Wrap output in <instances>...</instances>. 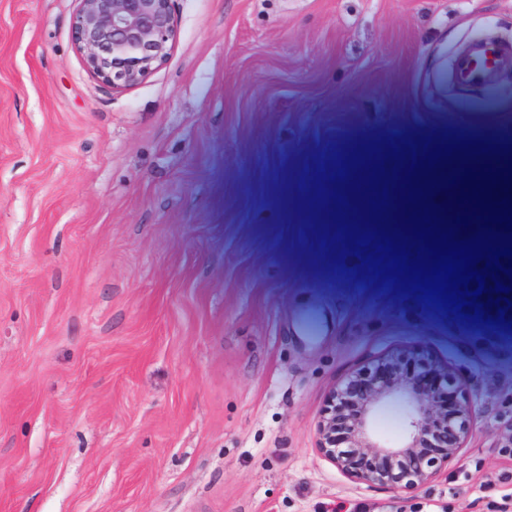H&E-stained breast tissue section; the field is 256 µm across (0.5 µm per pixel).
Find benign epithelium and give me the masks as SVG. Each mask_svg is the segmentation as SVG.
Wrapping results in <instances>:
<instances>
[{"label":"benign epithelium","mask_w":512,"mask_h":512,"mask_svg":"<svg viewBox=\"0 0 512 512\" xmlns=\"http://www.w3.org/2000/svg\"><path fill=\"white\" fill-rule=\"evenodd\" d=\"M72 41L88 72L116 91L139 85L167 62L177 41L172 0H78ZM443 386L453 384L457 411L448 418L440 394L424 392L415 381L398 373L364 376L388 368L393 355L375 357L350 372L328 393L315 429V449L348 480L395 492L411 491L448 470L469 437L472 406L450 362L415 353ZM398 402L406 410L408 433L391 444L375 431L377 410ZM430 440L440 452L429 457L420 448Z\"/></svg>","instance_id":"obj_1"}]
</instances>
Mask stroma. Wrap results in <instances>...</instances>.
<instances>
[{"label":"stroma","mask_w":512,"mask_h":512,"mask_svg":"<svg viewBox=\"0 0 512 512\" xmlns=\"http://www.w3.org/2000/svg\"><path fill=\"white\" fill-rule=\"evenodd\" d=\"M78 0H0V512H497L512 330L360 272L315 175L358 139H512V65L448 91L512 0H173L168 61L115 91ZM450 360L459 459L396 493L314 448L373 357Z\"/></svg>","instance_id":"1"}]
</instances>
